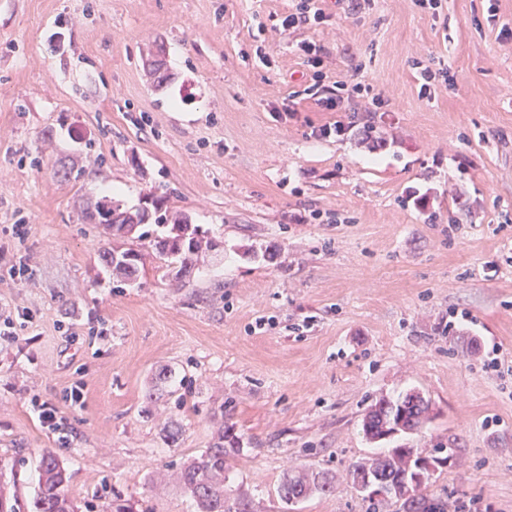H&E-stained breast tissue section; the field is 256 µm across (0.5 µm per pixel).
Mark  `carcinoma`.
I'll list each match as a JSON object with an SVG mask.
<instances>
[{
	"mask_svg": "<svg viewBox=\"0 0 512 512\" xmlns=\"http://www.w3.org/2000/svg\"><path fill=\"white\" fill-rule=\"evenodd\" d=\"M154 221L160 227L172 225L170 234L155 237L153 246L159 259L165 265L176 269V276H188L195 267L203 250L213 251L217 244L203 243L197 229L189 228L187 219L179 212L160 214L152 217L145 211L134 213L123 210L114 204L107 215L100 217V225L114 238L136 237L140 240L144 234L138 233L140 227ZM130 253L137 250L105 249L103 262L112 268V275L119 282H132L138 275V266L126 262ZM429 403L420 399L417 403L407 402V397L395 401L382 398L371 406L366 413L362 429L364 434L375 440L382 434L397 430L411 432L419 430L427 420ZM240 451L239 438L226 426L218 434L209 448L200 457L188 463L182 470L181 481L184 491L195 505V512H251L249 501L224 489V464L228 457ZM418 449L388 448L374 458L362 459L348 469L346 477L357 484L360 476L375 473L386 479V489L376 497H367L366 512H382L392 503H398L405 512H448V501L426 492L432 476L427 473L416 487L407 488L410 477L416 468ZM40 478L36 494L31 503V512H76L73 501L64 492L67 472L52 453L47 452L40 459ZM336 477L328 472H303L285 475L279 486L280 499L290 501L304 500L315 493H331L335 490Z\"/></svg>",
	"mask_w": 512,
	"mask_h": 512,
	"instance_id": "carcinoma-1",
	"label": "carcinoma"
}]
</instances>
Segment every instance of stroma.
<instances>
[{
    "mask_svg": "<svg viewBox=\"0 0 512 512\" xmlns=\"http://www.w3.org/2000/svg\"><path fill=\"white\" fill-rule=\"evenodd\" d=\"M295 5L0 0V262L33 269L0 278V312L32 317L0 344V492L25 510L48 451L78 512H194L180 468L229 424L225 486L255 512H366L346 471L399 445L447 450L448 512H512V0H317L324 21L289 29ZM425 67L454 87L420 96ZM318 71L358 73L386 114L323 111ZM334 121L354 129L312 137ZM105 199L159 201L218 248L177 285L149 242L84 220ZM116 244L141 253L120 287ZM412 391L430 422L368 441L370 405ZM292 469L336 489L285 505ZM134 253L137 257V260L134 265H130L126 262L125 258L128 254ZM115 255H118L116 258ZM139 253L137 250L133 248H128L125 250L118 249H104L101 254V258L103 262L110 268H112V275L117 278L119 282H128L131 283L135 281L138 275V266L137 262L139 260Z\"/></svg>",
    "mask_w": 512,
    "mask_h": 512,
    "instance_id": "35a3bbf8",
    "label": "stroma"
}]
</instances>
